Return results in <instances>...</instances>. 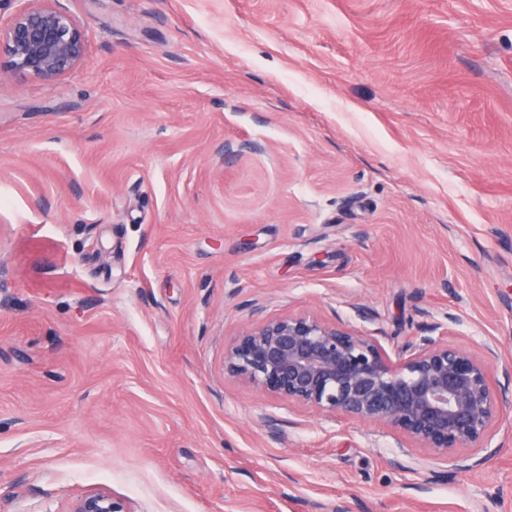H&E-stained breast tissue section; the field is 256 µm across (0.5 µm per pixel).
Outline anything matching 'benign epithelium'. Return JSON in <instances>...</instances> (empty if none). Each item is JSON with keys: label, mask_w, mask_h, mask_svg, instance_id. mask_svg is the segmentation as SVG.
Segmentation results:
<instances>
[{"label": "benign epithelium", "mask_w": 512, "mask_h": 512, "mask_svg": "<svg viewBox=\"0 0 512 512\" xmlns=\"http://www.w3.org/2000/svg\"><path fill=\"white\" fill-rule=\"evenodd\" d=\"M0 22V47L12 71L52 83L83 59L87 39L59 0H11ZM404 343L392 358L381 339L360 326L328 322L313 313L268 317L243 327L224 349L228 377L267 396L334 418L380 423L400 441L448 459L461 448H485L492 428L512 417V404L492 387L499 347L466 351L449 327ZM71 512H124L99 490L77 500Z\"/></svg>", "instance_id": "benign-epithelium-1"}]
</instances>
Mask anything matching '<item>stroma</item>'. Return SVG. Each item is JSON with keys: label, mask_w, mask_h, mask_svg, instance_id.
Wrapping results in <instances>:
<instances>
[{"label": "stroma", "mask_w": 512, "mask_h": 512, "mask_svg": "<svg viewBox=\"0 0 512 512\" xmlns=\"http://www.w3.org/2000/svg\"><path fill=\"white\" fill-rule=\"evenodd\" d=\"M60 4L76 69L0 51V512H512L510 422L435 461L223 368L360 307L512 362V0ZM70 512H126L112 498V494L99 490L77 500Z\"/></svg>", "instance_id": "stroma-1"}]
</instances>
